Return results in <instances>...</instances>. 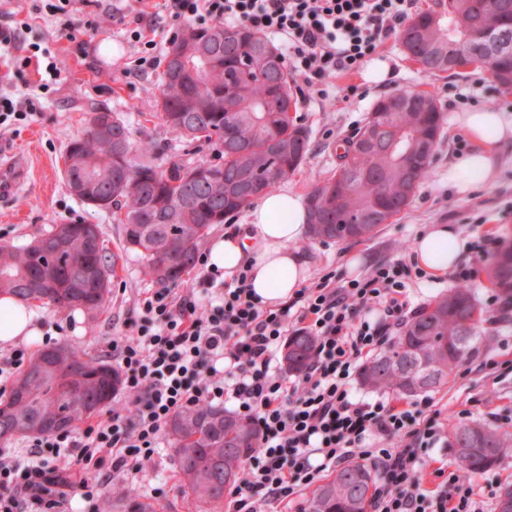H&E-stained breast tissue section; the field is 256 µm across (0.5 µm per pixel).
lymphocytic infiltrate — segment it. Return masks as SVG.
<instances>
[{"instance_id":"obj_1","label":"lymphocytic infiltrate","mask_w":512,"mask_h":512,"mask_svg":"<svg viewBox=\"0 0 512 512\" xmlns=\"http://www.w3.org/2000/svg\"><path fill=\"white\" fill-rule=\"evenodd\" d=\"M412 7L413 0H164L166 24L210 20L280 39L288 68L311 86L358 71ZM198 264L196 288L145 293L139 318L113 340L125 407L81 430L32 438L29 454L0 449V512H66L69 486L93 502L115 474L135 476L151 461L174 414L226 402L260 439L231 493L233 512L288 501L354 457L380 474L373 512H485L469 480L434 463L432 449L445 442L441 410L367 401L351 389L361 360L409 315L411 266L380 262L346 285L323 280L268 307L248 269L228 280L206 256ZM291 330L316 338L310 365L292 379L278 368Z\"/></svg>"}]
</instances>
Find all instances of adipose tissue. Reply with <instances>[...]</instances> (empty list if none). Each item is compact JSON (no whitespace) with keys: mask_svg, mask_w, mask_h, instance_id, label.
Returning a JSON list of instances; mask_svg holds the SVG:
<instances>
[{"mask_svg":"<svg viewBox=\"0 0 512 512\" xmlns=\"http://www.w3.org/2000/svg\"><path fill=\"white\" fill-rule=\"evenodd\" d=\"M459 125L472 143V149L459 162L448 167V184L465 194L492 182L496 150L512 139V116L504 112L476 109L459 113ZM249 222L263 246L247 254L236 232L216 237L209 246L208 263L223 272L251 264L256 292L265 304L276 305L295 295L307 278V265L292 244L307 230V209L301 195L270 193L259 199L249 213ZM466 245L454 228L431 226L419 236L413 259L429 277L439 278L457 263ZM35 312L9 298L0 299V343L10 344L35 335Z\"/></svg>","mask_w":512,"mask_h":512,"instance_id":"obj_1","label":"adipose tissue"}]
</instances>
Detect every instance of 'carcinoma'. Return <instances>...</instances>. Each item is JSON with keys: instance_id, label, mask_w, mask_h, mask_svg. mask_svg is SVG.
Segmentation results:
<instances>
[{"instance_id": "obj_1", "label": "carcinoma", "mask_w": 512, "mask_h": 512, "mask_svg": "<svg viewBox=\"0 0 512 512\" xmlns=\"http://www.w3.org/2000/svg\"><path fill=\"white\" fill-rule=\"evenodd\" d=\"M440 18L417 12L408 19L419 44L432 52L420 59L431 74L448 63V33L466 43L484 28L512 34V12L499 13L476 0H442ZM222 44L214 46L215 37ZM187 54L180 70L166 62L161 76L159 118L189 141L220 146L230 138L248 154H220L224 170L208 162L191 163L165 155L155 143L132 138L130 124L115 112L90 113L84 134L63 155L68 188L79 183L121 225L123 248L139 254L143 274L168 286L190 273L198 245L215 224L248 210L263 194L285 183L304 164L308 134L290 116L296 107L290 76L279 48L249 28L218 22L200 27L187 22L171 43ZM269 49L242 67L251 45ZM499 84L512 76V52L489 59ZM443 122L432 95L398 90L378 98L366 122L346 141L336 178L315 187L307 198L309 235L320 241H359L408 208L431 169ZM247 180L260 184L252 195L240 190ZM65 228L64 246H55ZM118 254L104 241L87 242L84 222L53 225L23 246L0 244V296L20 304L38 302L80 308L91 318L104 309L117 273ZM489 287L512 303V237L485 267ZM486 312L473 288L460 285L422 307L388 349L369 359L359 373L363 387L413 397L437 390L477 349ZM314 350V337L295 333L283 351L290 372H301ZM122 385L112 364L62 344L36 352L0 398V445L66 430L103 411ZM168 434L184 491L203 509L221 512L225 491L240 478L245 457L257 447L249 421L222 407L200 405L175 414ZM463 476L483 473L512 450V435L480 422H463L451 431ZM374 475L348 462L315 488L301 512H370ZM104 512H156L130 488L106 487Z\"/></svg>"}]
</instances>
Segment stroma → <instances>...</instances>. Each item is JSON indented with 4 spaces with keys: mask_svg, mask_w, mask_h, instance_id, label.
Returning a JSON list of instances; mask_svg holds the SVG:
<instances>
[{
    "mask_svg": "<svg viewBox=\"0 0 512 512\" xmlns=\"http://www.w3.org/2000/svg\"><path fill=\"white\" fill-rule=\"evenodd\" d=\"M143 9L147 14L163 13V0H75L72 20L95 19L97 28L83 29L79 37L85 43L84 54L64 35L59 18L39 0H0V26L17 30L13 53L27 55L30 44H40L50 53L59 75L48 80L43 65L31 63L24 79L0 63V94L24 99L35 93L40 109L35 120L20 128L0 126V158L11 157L24 168V180L16 195L0 199V243L26 244L50 230L53 225L82 220L99 225L108 253H120L117 276L112 281L106 309L89 319L78 308L61 310L36 305L38 336L29 340L31 351L52 344H70L92 356L115 362L109 343L125 331V325L139 315L138 301L153 284L141 273L142 262L132 253H121L118 224L109 213L83 205L68 191L63 178L62 154L67 144L81 136L86 120L95 111H111L124 117L135 138L158 143L165 152L180 151L178 136L156 118L160 99L161 73L154 70L134 73L130 63L137 48L130 42L123 25L113 14H131ZM357 85L362 96L346 97L347 86ZM292 88H304L297 97L296 116L309 131V150L301 169L283 189L303 196L315 184L335 177L338 145L352 136L377 98L397 90L425 91L434 96L443 116L444 135L437 148L429 175L416 196L396 220L383 225L371 240L334 243L301 238L296 250L308 262V283L331 276L332 286L366 275L377 261L411 262L420 234L435 224H449L471 242L482 236L495 239L512 235V141L499 150V173L493 184L482 186L469 195L458 196L448 186V166L459 160L458 141L464 133L457 113L470 109H512V90L498 87L484 69H460L453 73L430 75L408 60L397 37H390L372 60L356 73H341L327 81V96L305 89L302 77L293 76ZM459 266L473 268L472 288L487 307V322L482 343L472 362L492 358L512 360V321L500 319L489 308L494 297L488 288L484 265L476 252H463ZM442 411L445 428L461 422L462 410L471 419L481 421L500 432L508 427L498 420L502 411L512 410V374L495 377L487 370L464 371L456 368L448 384L430 395ZM115 483H133L147 501L158 504L161 512H197L194 500L183 492L170 440H163L158 456L146 463L134 477L119 474Z\"/></svg>",
    "mask_w": 512,
    "mask_h": 512,
    "instance_id": "obj_1",
    "label": "stroma"
}]
</instances>
